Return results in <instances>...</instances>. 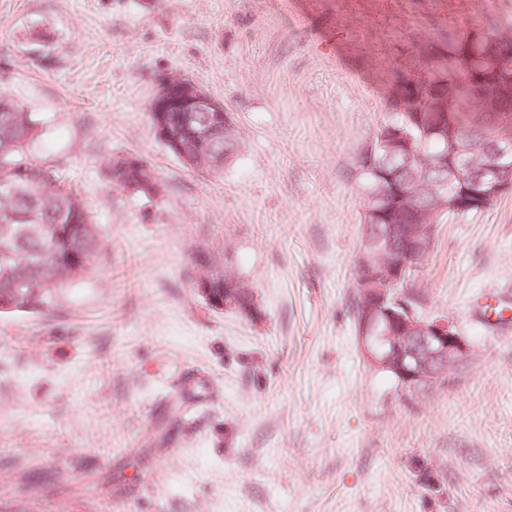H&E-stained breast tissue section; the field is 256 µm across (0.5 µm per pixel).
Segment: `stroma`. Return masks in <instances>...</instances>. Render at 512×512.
I'll use <instances>...</instances> for the list:
<instances>
[{"label":"stroma","instance_id":"stroma-1","mask_svg":"<svg viewBox=\"0 0 512 512\" xmlns=\"http://www.w3.org/2000/svg\"><path fill=\"white\" fill-rule=\"evenodd\" d=\"M512 16V0H0V95L104 232L96 272L43 315L0 316V512H512V193L437 225L423 311L474 346L402 395L354 323L362 152L410 39ZM50 39L29 42L31 29ZM165 74L197 80L241 150L186 168L155 136ZM147 159L165 189L115 184ZM229 260L260 313L187 278ZM124 159H111L108 163L109 169L112 173V177L114 179V175L119 176V179L127 186L136 185L134 189V193L139 194L147 201H153L155 199L160 198L163 195L164 188L160 181H154L153 187L151 188L152 197L149 194V188L151 187V182L153 180H158V176L155 173L153 166L149 163L148 160L142 157H128L127 165L132 166H140V159L142 160V166L136 169H120L121 165H124ZM116 161V162H115Z\"/></svg>","mask_w":512,"mask_h":512}]
</instances>
